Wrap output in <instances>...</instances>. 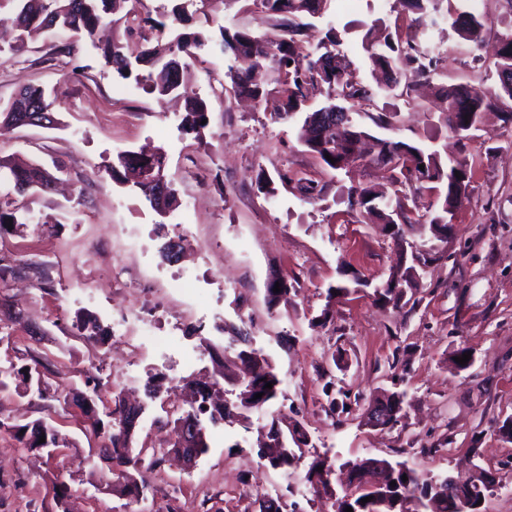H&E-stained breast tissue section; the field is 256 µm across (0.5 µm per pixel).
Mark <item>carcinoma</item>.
Returning a JSON list of instances; mask_svg holds the SVG:
<instances>
[{
    "label": "carcinoma",
    "mask_w": 512,
    "mask_h": 512,
    "mask_svg": "<svg viewBox=\"0 0 512 512\" xmlns=\"http://www.w3.org/2000/svg\"><path fill=\"white\" fill-rule=\"evenodd\" d=\"M17 12L10 22L19 32V37L36 41L50 29L69 32L79 38H92L105 24H117L110 17L128 0H11ZM241 10L256 9L271 20V31L260 34L248 26L223 28L220 30L219 46L224 55L230 57L227 76L232 88L254 99L261 100L275 92L282 98L279 116L293 119L304 112L306 116L299 134L300 143L316 156L320 162L332 170H345L350 163L361 157V142L370 137L369 129L363 122H347L340 129H330L328 125L316 123L320 113L327 115L340 112L350 116L347 108L335 103L342 99L358 105L370 106L374 103L376 91L362 81L355 79L348 69L344 57L330 50L338 43L336 28L329 26L324 37L315 45L308 40V31L314 27L312 20L325 16L331 0H243ZM123 36H113L112 41L101 48L105 64L122 78L140 77L149 83L152 91L161 96L179 94L187 103L186 125L190 130L203 127L201 121L207 118L205 102L194 96L182 80V59L191 58L204 41L198 33L180 32L167 43L146 44L139 50L130 49L122 42V37H130L136 31L148 28L158 33L172 28L182 21V10L174 7L171 12L161 14L157 20L150 16L141 18L134 11L127 12ZM446 19L457 34L477 52L483 42V34L488 22L479 14L456 12L447 8ZM498 39L497 70L499 83L441 86L438 95L445 103L444 122L448 130L457 133L465 123H478L486 112H501L505 120L512 122V109L502 107L505 99L512 100V24L496 31ZM362 48L375 70L384 73L387 85L393 89L399 85L401 75L410 70L421 77L436 73L442 60L439 50L419 39L418 35L403 32L399 23L384 28L377 35L367 31L362 38ZM147 66L150 71L142 76L138 67ZM322 84L327 90V103L311 112H305L309 87ZM29 106L52 111L41 88L24 87L4 108L0 107V126H10L15 113ZM381 149L377 152V162L383 163L392 172L399 189L394 198L386 201L372 187H364L349 198V203L376 215L379 223L386 227L393 238L402 236L403 226L412 221L425 220L428 224H448V212L462 206L469 195L470 169L464 159L444 160L434 151L402 140H378ZM331 155L330 162L325 155ZM121 163L134 168H147L152 177L163 171L162 154H124ZM424 169H419V166ZM55 176L38 163H18L11 159L0 160V232L5 225L19 228L30 219L28 200L49 191ZM138 188L151 206L171 208L178 204L175 190L166 187L164 195L156 192L151 181L145 179ZM430 194L434 202L420 211L421 198ZM415 265H401L393 270L387 281L388 287L379 288L380 300L384 303L398 302L403 298L401 285L413 280ZM223 381L229 387L241 385L249 388L252 398L238 403L222 401L212 404L210 393L204 390L195 392L196 405L173 419V425L182 422L199 424V454L207 453L206 423H233L247 421L250 414L260 411L276 400L281 393L282 380L268 357L255 349H239L224 356ZM272 388H266V383ZM260 393L262 397L253 398ZM92 432L102 439V457L112 461L107 470L100 472L99 480L112 491L130 498L139 499L127 481L126 474L135 475L142 486L149 485L143 470H153L160 465L166 455L178 449H136L133 447L135 428L125 426L123 420H114V429H107V423L98 415L87 416ZM308 447L307 436L295 440L285 438V446L278 457L270 462L273 468L288 469L305 455ZM389 470L395 486L385 484L375 490L366 488L364 476L369 468ZM407 480H402V476ZM431 477L424 476L409 468L403 462H391L385 458L367 457L359 460L357 472L351 478L349 490L340 494L329 485L322 486L323 493L333 499V512H345L351 507L353 512H373V502H361L371 496L387 501V512H460V497L475 494L487 496L491 487L484 474L466 476L453 497L434 499L428 495Z\"/></svg>",
    "instance_id": "carcinoma-1"
}]
</instances>
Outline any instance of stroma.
<instances>
[{
  "label": "stroma",
  "mask_w": 512,
  "mask_h": 512,
  "mask_svg": "<svg viewBox=\"0 0 512 512\" xmlns=\"http://www.w3.org/2000/svg\"><path fill=\"white\" fill-rule=\"evenodd\" d=\"M178 3L185 30L204 38L186 73L208 109L198 133L184 130L181 102L112 73L90 40L50 32L18 47L11 35L0 36V106L36 86L53 100L56 118L49 127L0 130V158L43 161L64 181L62 190L32 201L33 221L22 232L0 233V256L16 265L0 280V369L37 360L52 372L43 395L0 389V421L44 420L70 442L64 455L40 457L0 430V512H54L58 481L68 486L74 512H126L124 498L82 466L85 456L99 455L101 441L56 391L78 394L90 376L100 381L102 397L121 385L140 398L150 376H163L164 389L147 401L136 430L137 445L162 446L168 434L158 420L183 407L173 378L216 374L213 354L239 349L232 330L246 320L252 347L276 366L281 394L249 422L211 429L207 454L190 469L163 464L149 481L150 505L258 512L257 498L269 495L300 512H326L306 480L308 462L282 471L259 460L260 427L283 414L304 426L317 453L339 464L387 458L452 475L475 462L494 484L482 512H512V442L499 433L512 417V123L487 113L460 141L443 126L442 103L430 91L410 102L380 92L378 106L397 118L378 137L448 150L466 158L472 173L446 239L408 227L395 240L348 204L349 189L359 185L393 195L381 166L328 169L300 144L297 121L277 119L278 95L257 102L220 88L228 60L214 43L221 27L248 21L236 0H136L134 8L154 15ZM395 21L419 27L421 38L442 51L435 84L494 80L493 71L474 67L446 21L427 26L404 0H332L316 26H335L338 53L356 79L368 82L361 38L371 25ZM251 24L270 29L264 19ZM155 150L178 197L163 216L117 165L121 154ZM280 172L313 179L321 194L306 198L294 181H277L272 196L260 190L259 176ZM45 216L53 225L42 224ZM182 227L193 233L182 259L163 261L160 245ZM406 242L430 248L431 258L411 304L396 307L379 301L374 288ZM185 276L190 287L175 291ZM280 276L294 289L272 307L266 288ZM357 278L364 287H354ZM338 284L349 293L327 300ZM137 311L167 344L142 343L134 321L113 336L114 323ZM86 318L100 335L78 332ZM460 348L471 354L465 370L452 361ZM338 351L342 359L332 360ZM393 390L405 394L397 424L366 426L368 405Z\"/></svg>",
  "instance_id": "35a3bbf8"
}]
</instances>
